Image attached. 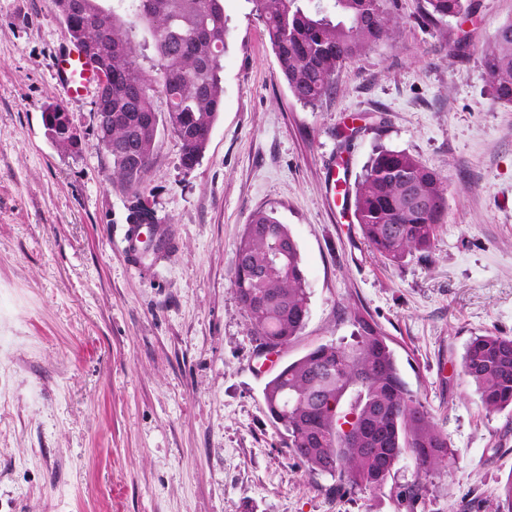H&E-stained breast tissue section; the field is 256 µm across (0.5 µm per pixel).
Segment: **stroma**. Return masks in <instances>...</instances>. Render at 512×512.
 <instances>
[{
  "instance_id": "35a3bbf8",
  "label": "stroma",
  "mask_w": 512,
  "mask_h": 512,
  "mask_svg": "<svg viewBox=\"0 0 512 512\" xmlns=\"http://www.w3.org/2000/svg\"><path fill=\"white\" fill-rule=\"evenodd\" d=\"M470 3L428 25L424 0H396L395 37L309 107L249 0H224V103L204 155L183 167L159 130L135 191L98 145L92 97L57 85L70 39L52 0H0V512H503L512 411L482 406L462 357L476 336L512 337V104L482 64L512 0ZM56 102L79 148L49 140L42 109ZM381 147L448 185L431 249L397 262L325 179L333 166L355 182ZM139 202L173 242L153 266L122 244ZM259 209L288 225L309 287L304 330L268 359L232 285ZM356 308L447 435L448 473L422 480L406 459L382 491L345 492L286 454L265 384L350 342Z\"/></svg>"
}]
</instances>
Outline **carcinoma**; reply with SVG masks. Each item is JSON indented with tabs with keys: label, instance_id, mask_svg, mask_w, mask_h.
Segmentation results:
<instances>
[{
	"label": "carcinoma",
	"instance_id": "carcinoma-1",
	"mask_svg": "<svg viewBox=\"0 0 512 512\" xmlns=\"http://www.w3.org/2000/svg\"><path fill=\"white\" fill-rule=\"evenodd\" d=\"M78 10L64 23L71 38L105 53L107 85L114 112H154L149 125L112 120L96 127L98 145L112 173L131 188L144 182L159 128L180 142L184 167L199 165L207 146L201 134L213 129L223 107L222 73L228 25L223 0H73ZM292 96L316 106L331 90L347 61L395 36L392 0H248ZM425 22L457 16L463 0H425ZM152 36L157 77L139 63L137 28ZM495 98L512 104V21L502 25L483 56ZM166 110L156 109V98ZM447 186L435 172L401 150L379 149L354 187V216L364 237L384 258L397 262L427 251L443 223ZM288 254L278 260V243ZM233 285L255 329L258 348L288 347L309 315L308 282L288 226L274 213L256 211L240 238ZM357 340L321 344L284 363L266 383L268 413L283 430L282 445L311 473H326L341 486L381 490L408 455L418 476L448 471V437L424 403L403 381L387 337L367 312L352 313ZM462 368L488 411L512 408V338L486 334L466 347ZM325 390L336 410L323 412L316 393ZM372 421L369 432L355 430Z\"/></svg>",
	"mask_w": 512,
	"mask_h": 512
}]
</instances>
